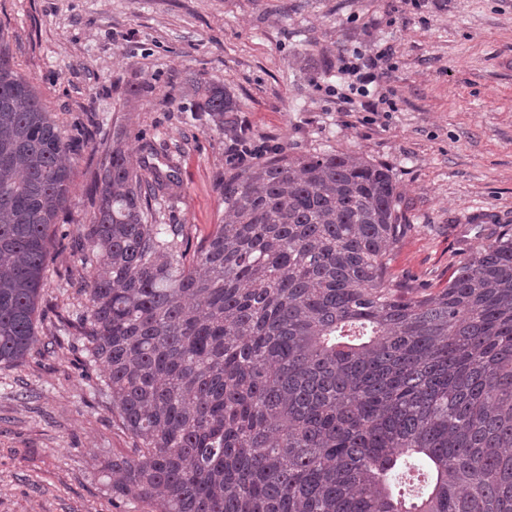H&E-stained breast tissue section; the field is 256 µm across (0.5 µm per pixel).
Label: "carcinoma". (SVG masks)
<instances>
[{"label": "carcinoma", "instance_id": "cac0c4a2", "mask_svg": "<svg viewBox=\"0 0 512 512\" xmlns=\"http://www.w3.org/2000/svg\"><path fill=\"white\" fill-rule=\"evenodd\" d=\"M215 125L236 102L196 80ZM65 137L0 43V365L23 361L70 200ZM102 151L62 333L105 367L135 440L112 492L151 512H512V227L448 285L394 280L407 235L383 164L285 153L225 176L231 221L187 259L156 223L177 166Z\"/></svg>", "mask_w": 512, "mask_h": 512}]
</instances>
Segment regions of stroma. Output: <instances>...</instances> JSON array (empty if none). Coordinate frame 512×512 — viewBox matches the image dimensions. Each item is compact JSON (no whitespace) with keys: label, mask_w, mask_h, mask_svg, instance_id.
Returning a JSON list of instances; mask_svg holds the SVG:
<instances>
[{"label":"stroma","mask_w":512,"mask_h":512,"mask_svg":"<svg viewBox=\"0 0 512 512\" xmlns=\"http://www.w3.org/2000/svg\"><path fill=\"white\" fill-rule=\"evenodd\" d=\"M0 38L62 132L96 123L132 163L171 156L180 188L157 215L191 250L226 219L218 183L238 140L291 155L344 152L389 167L409 223L390 262L418 289L448 283L482 243L463 218L512 225V0H0ZM379 47L389 112L327 90L339 58ZM237 103L223 126L194 109L193 78ZM98 154L80 148L53 239L37 341L0 366V512H146L112 494L107 467L130 456L79 336L62 323L88 301L76 240L92 208Z\"/></svg>","instance_id":"stroma-1"}]
</instances>
